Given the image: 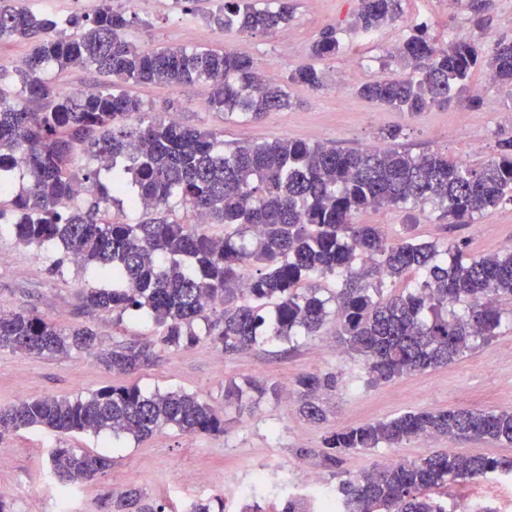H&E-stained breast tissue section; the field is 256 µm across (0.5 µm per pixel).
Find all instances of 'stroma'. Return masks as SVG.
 Instances as JSON below:
<instances>
[{
    "label": "stroma",
    "mask_w": 512,
    "mask_h": 512,
    "mask_svg": "<svg viewBox=\"0 0 512 512\" xmlns=\"http://www.w3.org/2000/svg\"><path fill=\"white\" fill-rule=\"evenodd\" d=\"M291 2L294 13L287 31L247 37L205 21L215 0H132L126 7L136 18L127 38L139 49L241 47L279 80L303 65L333 76V83L319 90L292 88L291 108L253 121L209 110L208 89L202 84H129L126 92L142 99L152 111L172 114L188 126L223 132L229 142L319 140L352 149L384 145L386 133L396 130L400 144L412 153L441 152L453 162L463 155L468 165L476 167L497 155L499 141L512 139V125L502 120L503 114L512 113V99L480 72L472 76L462 103L415 116L356 93L360 85L397 71L392 54L415 26H424L427 36L439 44L466 40L487 49L500 37H511L512 26L504 25L503 18L512 13V0H483L478 11L458 8L456 0H402L401 16L367 39L360 38L354 27L358 0ZM331 25L343 43L341 52L312 57L313 42ZM355 221L378 225L391 243L410 231L417 241H455L469 255L480 257L500 251L503 241L512 239V202H503L462 226L441 220L430 204L368 209L357 214ZM48 264L44 250L20 243L7 226H0V308L31 311L65 327L88 326L105 345H146L155 358L137 373L123 375L107 370L86 352L36 356L0 350V406L135 383L145 390L181 389L224 405V430L192 436L165 429L140 442L130 437L115 440L104 433H77L61 442L53 433L34 428L1 437L0 490L11 497L13 512H53L51 500L39 490L56 484L49 456L61 444L91 454L106 451L112 458L111 467L95 481L70 488L69 512H96L98 498L115 486L122 490L138 486L167 512H186L192 501L216 495L225 503L224 512H237V483L256 470L291 468L295 496L308 499L312 493L305 487V473H316L333 487L393 455L412 461L449 448L460 455L512 459V444L442 438L354 452L335 467L326 465L321 454L326 431L387 420L407 411H512V373L504 367L506 353L512 352L510 300L501 304L505 316L495 336L475 341L455 362L372 384L362 360L337 345L334 325H327L320 336H295L288 342L234 353L207 341L189 348H167L161 345L160 328L152 318L86 308L84 274L71 267L55 274ZM329 372L339 374L340 384L325 396L327 420L320 424L308 422L294 405L270 393L242 409L224 403V387L231 381L256 380L286 388L301 374ZM203 455L208 458L204 471L199 468ZM435 495L447 502L450 512L475 504L512 512V478L500 474L452 481Z\"/></svg>",
    "instance_id": "stroma-1"
}]
</instances>
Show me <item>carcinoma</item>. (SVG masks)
Returning a JSON list of instances; mask_svg holds the SVG:
<instances>
[{
	"label": "carcinoma",
	"instance_id": "obj_1",
	"mask_svg": "<svg viewBox=\"0 0 512 512\" xmlns=\"http://www.w3.org/2000/svg\"><path fill=\"white\" fill-rule=\"evenodd\" d=\"M93 16L72 18L73 32L24 4L0 6V38L32 44L13 73L0 72V220L13 216L16 238L39 248L60 245L69 263L90 273L86 306L118 315L146 313L163 327L160 343L188 348L206 339L224 352L259 341L288 340L295 331L318 336L329 323L343 351L359 357L369 381H389L444 365L495 335L501 301L512 299V251L471 257L457 244L389 243L373 224L354 217L367 209L431 203L450 224L512 201V141L478 167L460 166L440 152L414 155L396 143L341 150L324 142L275 140L226 144L216 132L157 117L121 90L127 83L203 84L215 112L261 119L290 106L286 87L312 90L326 75L312 65L286 82L268 79L235 49L184 46L140 51L126 38L131 25L113 0H99ZM355 27L370 31L396 19L402 0H358ZM289 0H222L209 22L240 34L288 27ZM340 50L336 29L311 46L314 57ZM405 69L367 83L358 94L415 115L446 107L484 67L512 90V39L487 53L464 41L443 47L424 30L397 50ZM82 67L104 81L89 91L61 93L47 78L53 68ZM19 88L11 101V88ZM27 180L14 191L16 177ZM203 219L186 224L172 201ZM128 205L158 218L116 222L112 206ZM259 264L255 276L245 270ZM417 276L414 289L386 293L387 281ZM334 279L329 296L309 286ZM374 282L368 288L364 281ZM464 305L459 313L455 307ZM63 355L83 350L107 369L132 374L150 364L147 346L106 347L89 327H63L29 312L0 309V349ZM339 376L304 374L291 396L310 421L324 420L321 394L338 389ZM279 393L248 382L231 384L224 403L240 404L246 391ZM37 428L131 437L142 441L165 428L186 434L224 432V409L182 390L143 391L105 386L88 396H40L0 407V437ZM475 437L512 444V412L409 411L385 421L337 428L324 435L322 456H342L416 438ZM60 490L88 483L110 466L105 455L56 448L50 456ZM512 474V459L433 452L397 466L376 465L339 482L343 512H448L431 490L450 480ZM103 512H165L136 488L103 499ZM187 512H224L221 498L199 499Z\"/></svg>",
	"mask_w": 512,
	"mask_h": 512
}]
</instances>
